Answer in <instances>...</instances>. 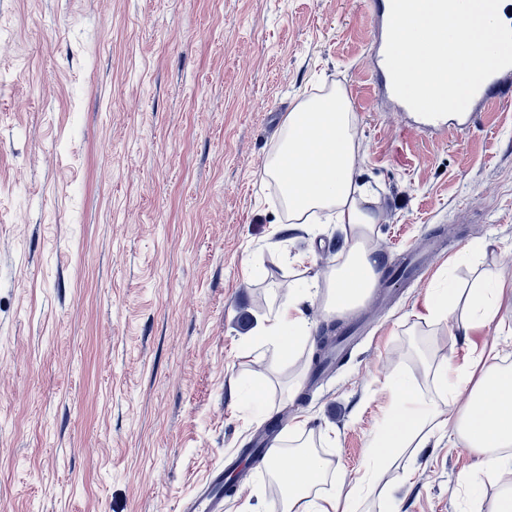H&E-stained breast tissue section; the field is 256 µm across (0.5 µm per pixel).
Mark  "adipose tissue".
I'll return each instance as SVG.
<instances>
[{"label":"adipose tissue","instance_id":"1","mask_svg":"<svg viewBox=\"0 0 512 512\" xmlns=\"http://www.w3.org/2000/svg\"><path fill=\"white\" fill-rule=\"evenodd\" d=\"M357 146L355 118L343 89L303 100L287 113L277 147L263 164L265 176L275 182L280 202L289 217L307 224L318 212L330 211L341 228L348 248L341 260L323 275V310L344 314L364 303L378 278V261L367 247L376 221L366 198L355 184L353 170ZM504 285L481 288L456 299L448 291L431 292L418 314L419 320L438 323L463 309L458 327L463 333L487 326L496 318L505 297ZM309 289L289 295L257 323L254 334L261 347L276 359L292 358L308 334L303 305ZM441 393L424 398L403 381L392 384L394 399L386 424L366 452L364 470L355 484H338L333 492L323 486L332 477L331 462L310 449L305 429L293 432L294 447L273 453L267 474L286 490L280 512H358L361 488L375 468L400 449L425 447L426 436L450 428L477 458L468 483L488 478L499 489L488 512H512V371L495 361L464 356L445 358L433 367ZM467 393L463 408H455L458 394ZM292 464L282 468V456Z\"/></svg>","mask_w":512,"mask_h":512}]
</instances>
